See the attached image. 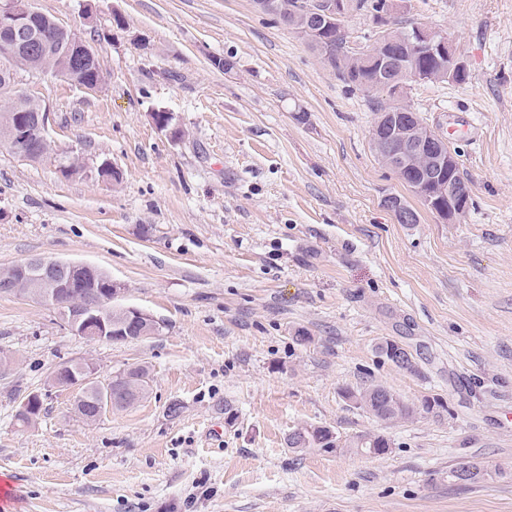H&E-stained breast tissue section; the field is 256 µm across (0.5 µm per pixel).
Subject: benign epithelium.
<instances>
[{"mask_svg":"<svg viewBox=\"0 0 512 512\" xmlns=\"http://www.w3.org/2000/svg\"><path fill=\"white\" fill-rule=\"evenodd\" d=\"M254 3L263 12L279 15L284 26L306 41L333 25L337 28V34H342L345 31V20L352 10L351 0H326L323 9L304 15L283 0H254ZM404 9L405 0H385L383 10L375 18L380 43H392L389 39L392 19ZM36 13L32 0H0V27L23 33L28 21L36 17ZM56 27L68 39L65 53H73V57L83 63H97L89 44L62 24L58 23ZM31 42L29 34L22 40H1L0 56L14 58ZM401 47V51L393 55H380L375 60L374 88L385 94L393 90L404 98L409 82L434 79V75H425L412 68L414 60L422 55L448 61L450 78L463 69L453 40L446 32L435 27L425 24L411 27ZM24 96L37 102L38 112L32 119H16L5 134V141L22 159L33 141L42 145L55 144L48 134L47 106L30 93L26 92ZM370 141L383 165L398 174H410L407 184L428 210L445 224L458 223L462 209L471 196L470 186L466 182L454 181V173L459 166L456 152L421 121L417 112L408 106L379 113L372 125ZM386 207L399 222H418L417 213L398 196L387 197ZM77 270L97 272L99 268L77 261L34 257L13 265L0 281V293L56 306L62 311L69 329L90 342L124 340V332L112 326V300L122 293L123 288L109 277L108 287L102 290L88 289L75 275ZM124 311L132 321L142 324L143 335H154L162 328V323L142 310L126 307ZM112 378L111 374L101 376L96 364L90 359H84L58 366L50 377V385L77 392L74 409L79 417L98 420L116 409L112 397ZM42 406L41 396L30 394L22 400L18 416L32 424L39 417V408Z\"/></svg>","mask_w":512,"mask_h":512,"instance_id":"7a95c632","label":"benign epithelium"}]
</instances>
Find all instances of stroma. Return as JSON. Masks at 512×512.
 Instances as JSON below:
<instances>
[{"label":"stroma","instance_id":"obj_1","mask_svg":"<svg viewBox=\"0 0 512 512\" xmlns=\"http://www.w3.org/2000/svg\"><path fill=\"white\" fill-rule=\"evenodd\" d=\"M34 6L92 45L103 83L19 72L85 169L0 147V265H94L117 305L164 327L90 342L55 306L0 295V512H512V0H407L400 16L445 30L468 72L407 94L458 153V224L378 160L365 96L253 0ZM391 195L418 223H397ZM385 341L414 371L378 354ZM83 358L104 377L147 367V396L84 422L49 384ZM372 384L413 416L380 421L342 395ZM31 393L43 409L25 426ZM306 425L391 448L294 451ZM464 458L486 479L457 483Z\"/></svg>","mask_w":512,"mask_h":512}]
</instances>
